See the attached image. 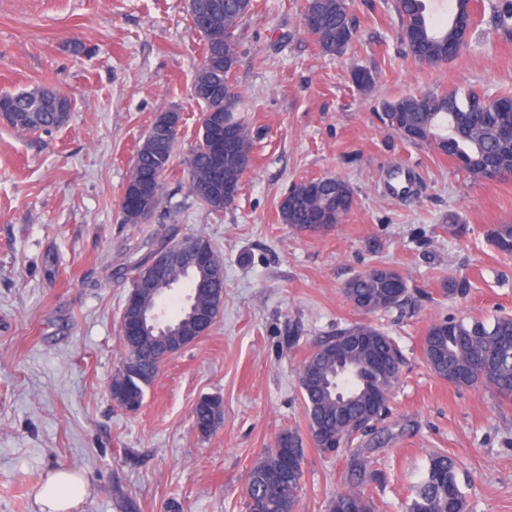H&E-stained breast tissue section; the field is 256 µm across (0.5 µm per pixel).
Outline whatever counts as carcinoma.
<instances>
[{
    "label": "carcinoma",
    "instance_id": "cac0c4a2",
    "mask_svg": "<svg viewBox=\"0 0 512 512\" xmlns=\"http://www.w3.org/2000/svg\"><path fill=\"white\" fill-rule=\"evenodd\" d=\"M469 0H453L449 18L440 20L428 10L426 0H394L401 23V39L408 54L420 64H444L467 50L463 30L472 26ZM193 29L204 39V60L191 86V96L202 104L198 140L187 159L190 191L201 205L222 211L234 202L244 170L251 163L253 143L239 116L241 94L231 80L238 61L237 31L253 10V0H188ZM304 16L315 21L308 33L326 55L340 56L355 34L348 0H306ZM496 28L512 31V0L492 6ZM9 124L20 131L48 130L66 123L70 100L44 87L0 95ZM180 113L166 112L152 124L137 150L124 195L147 188L142 204H122L123 220L140 224L141 210L154 213L161 204V181L168 170L180 124ZM383 121L398 135L418 134L415 143L440 155L461 159L475 180L512 177V96L493 101L475 88L446 94L417 92L402 95L383 106ZM237 131L236 142L217 157L210 151L213 125ZM293 198L279 211L280 220L301 234H325L341 223L355 204L353 188L336 177L293 186ZM320 214L326 223L312 224ZM489 242L503 253L512 252V224H495L487 231ZM189 283L198 303L224 295V276H177ZM359 311L371 314L401 307L408 296L407 279L397 269L374 266L351 278L343 289ZM125 353L112 384L121 388L126 402L140 404L155 380L162 358L135 336L123 340ZM430 369L448 383L484 387L499 400L512 403V317L486 322L479 319L444 320L432 324L424 342ZM382 358L386 374L370 371L369 361ZM402 351L385 331L368 322L349 325L319 343L317 353L299 369V389L308 434L315 447L329 451L327 441L339 439L344 448L383 420L389 393L399 381ZM222 400L203 397L194 407V426L203 436L221 423ZM305 448L297 433L276 441L252 467L247 485L246 512H297ZM465 495L457 481L455 464L446 455H430L426 473L414 486L406 512H466ZM327 512H376L372 497L361 488L337 494Z\"/></svg>",
    "mask_w": 512,
    "mask_h": 512
}]
</instances>
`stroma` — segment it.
Masks as SVG:
<instances>
[{"mask_svg": "<svg viewBox=\"0 0 512 512\" xmlns=\"http://www.w3.org/2000/svg\"><path fill=\"white\" fill-rule=\"evenodd\" d=\"M489 2L468 51L429 67L407 55L393 0H350L356 36L341 56L306 33L305 0H254L235 68L253 159L233 204L214 212L188 190L204 45L187 0H0V93L52 87L72 105L49 132L0 121V512H38L58 467L90 486L79 512H246L250 470L288 431L304 438L298 512H326L358 456L378 472L367 486L378 512H405L435 452L455 461L467 512H512V405L441 379L423 353L433 323L512 316V254L486 237L512 221V178L473 180L379 119L384 102L414 92L512 93V34L495 29ZM358 68L370 87L355 84ZM167 111L181 123L162 204L150 223H123L136 152ZM325 176L354 190L343 224L320 235L282 224L288 188ZM452 214L462 234H449ZM197 235L224 262V306L126 411L110 385L135 264ZM377 265L406 276L409 299L366 315L343 288ZM462 279L467 295H448ZM364 320L404 354L391 413L327 454L307 437L299 367ZM204 396L223 401L208 437L193 421Z\"/></svg>", "mask_w": 512, "mask_h": 512, "instance_id": "1", "label": "stroma"}]
</instances>
